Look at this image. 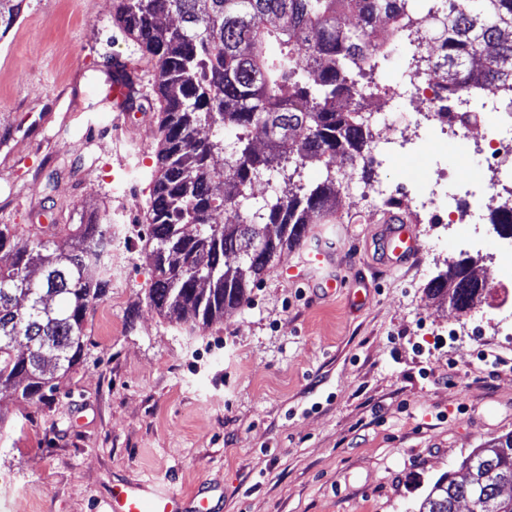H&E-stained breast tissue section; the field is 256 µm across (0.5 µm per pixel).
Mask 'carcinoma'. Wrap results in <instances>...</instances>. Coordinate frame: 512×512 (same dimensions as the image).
<instances>
[{"label": "carcinoma", "instance_id": "1", "mask_svg": "<svg viewBox=\"0 0 512 512\" xmlns=\"http://www.w3.org/2000/svg\"><path fill=\"white\" fill-rule=\"evenodd\" d=\"M24 0H0V40L18 23ZM425 0H114L112 20L157 71L161 138L148 209L146 258L154 309L194 328L247 302L271 260L300 243L305 225L337 211L341 167L375 159L364 101L374 74L418 49L376 28L400 29ZM448 40L434 63L446 97L457 89L512 86V0H441ZM274 17L269 27L265 19ZM272 130L265 151L250 133ZM309 166L324 170L310 183ZM269 192L255 197L253 186ZM231 210L238 221L217 214ZM58 225L26 235L0 224V389L27 402L52 396L55 381L84 351V324L112 282V219ZM471 309L484 286L456 265L432 278L429 293ZM461 479L437 481L419 512H457L476 497L479 512H512V435L468 457Z\"/></svg>", "mask_w": 512, "mask_h": 512}]
</instances>
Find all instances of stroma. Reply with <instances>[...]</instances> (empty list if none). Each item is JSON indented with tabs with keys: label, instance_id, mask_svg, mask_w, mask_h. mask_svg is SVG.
I'll return each instance as SVG.
<instances>
[{
	"label": "stroma",
	"instance_id": "stroma-1",
	"mask_svg": "<svg viewBox=\"0 0 512 512\" xmlns=\"http://www.w3.org/2000/svg\"><path fill=\"white\" fill-rule=\"evenodd\" d=\"M112 11L26 0L0 40V224L72 226L98 209L119 242L84 356L52 400L0 391V512H102L123 481L205 486L223 512H419L439 478L512 434V315L427 293L449 262L489 269L500 237L419 224L416 257L391 271L375 246L381 215L346 195L343 220L306 225L222 320L192 330L161 317L144 251L154 66L135 73L140 108L126 117L107 87L113 59L134 49ZM446 161L407 148L374 176L417 193ZM322 238L344 280L330 297L303 268Z\"/></svg>",
	"mask_w": 512,
	"mask_h": 512
}]
</instances>
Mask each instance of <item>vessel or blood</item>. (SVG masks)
Wrapping results in <instances>:
<instances>
[{
    "mask_svg": "<svg viewBox=\"0 0 512 512\" xmlns=\"http://www.w3.org/2000/svg\"><path fill=\"white\" fill-rule=\"evenodd\" d=\"M380 250L389 269L399 268L416 250L413 228L406 221L392 218L386 222V232ZM217 505L206 490L192 498L172 488L155 489L142 483L113 487L105 502L104 512H216Z\"/></svg>",
    "mask_w": 512,
    "mask_h": 512,
    "instance_id": "1",
    "label": "vessel or blood"
}]
</instances>
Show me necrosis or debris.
<instances>
[{"instance_id": "1", "label": "necrosis or debris", "mask_w": 512, "mask_h": 512, "mask_svg": "<svg viewBox=\"0 0 512 512\" xmlns=\"http://www.w3.org/2000/svg\"><path fill=\"white\" fill-rule=\"evenodd\" d=\"M382 91L368 101L372 117L371 147L380 156L391 158L397 145L431 134L436 144L449 146L460 139L462 131L479 132L475 156L454 157L452 171H437L424 192L409 194L398 191L395 184L379 180L364 184L360 195L368 208L402 207L417 213L437 216L449 224H477L484 205L495 203L497 211H512V194L501 196L500 187H512V89L486 90L481 101H474L469 89L460 90L453 100H446L439 80L432 71L423 69L400 79L385 78ZM470 112L465 122L449 120V111ZM405 113V124H396L395 114ZM471 184L472 202L462 205L449 183ZM491 294L493 309L512 308V245L498 254L491 274L484 281Z\"/></svg>"}]
</instances>
